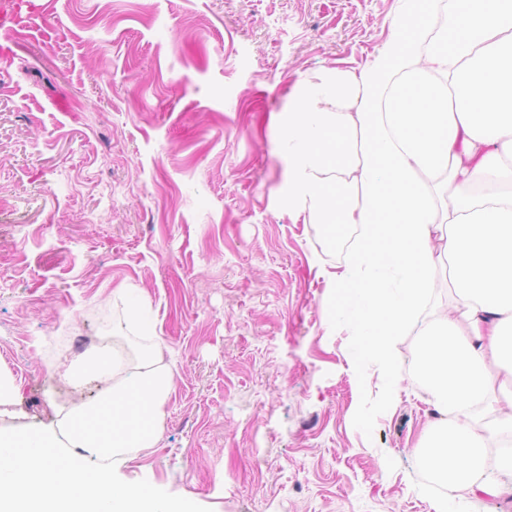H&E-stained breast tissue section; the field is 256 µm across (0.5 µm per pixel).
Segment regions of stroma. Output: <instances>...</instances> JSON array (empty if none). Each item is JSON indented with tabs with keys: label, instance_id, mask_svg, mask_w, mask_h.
I'll return each mask as SVG.
<instances>
[{
	"label": "stroma",
	"instance_id": "1",
	"mask_svg": "<svg viewBox=\"0 0 512 512\" xmlns=\"http://www.w3.org/2000/svg\"><path fill=\"white\" fill-rule=\"evenodd\" d=\"M0 63V429H56L79 339L152 310L174 391L118 466L212 512H486L417 464L436 414L334 324L339 264L288 206L274 117L301 77L359 70L403 0H39Z\"/></svg>",
	"mask_w": 512,
	"mask_h": 512
}]
</instances>
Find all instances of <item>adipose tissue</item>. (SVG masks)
<instances>
[{
    "mask_svg": "<svg viewBox=\"0 0 512 512\" xmlns=\"http://www.w3.org/2000/svg\"><path fill=\"white\" fill-rule=\"evenodd\" d=\"M370 66L298 81L280 139L288 201L355 232L326 271L358 355L394 375L396 336L440 415L421 466L480 498L487 447L512 434V0H405ZM448 44L428 49L436 14ZM447 269L450 311L421 317Z\"/></svg>",
    "mask_w": 512,
    "mask_h": 512,
    "instance_id": "1",
    "label": "adipose tissue"
}]
</instances>
